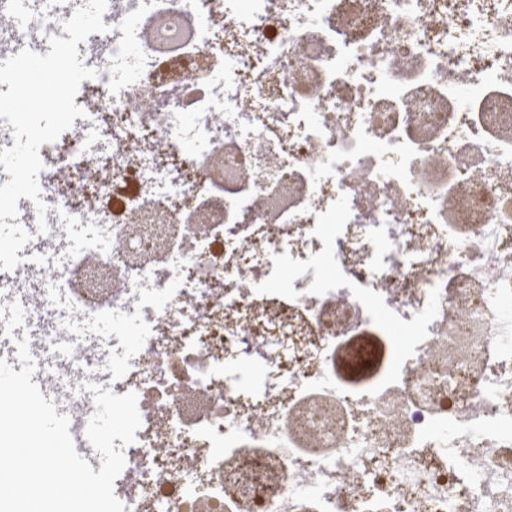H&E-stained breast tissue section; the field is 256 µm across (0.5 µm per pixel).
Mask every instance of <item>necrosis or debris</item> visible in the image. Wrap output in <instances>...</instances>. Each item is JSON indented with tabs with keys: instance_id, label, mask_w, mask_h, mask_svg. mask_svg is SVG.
Instances as JSON below:
<instances>
[{
	"instance_id": "1",
	"label": "necrosis or debris",
	"mask_w": 512,
	"mask_h": 512,
	"mask_svg": "<svg viewBox=\"0 0 512 512\" xmlns=\"http://www.w3.org/2000/svg\"><path fill=\"white\" fill-rule=\"evenodd\" d=\"M13 7L1 47L64 37L62 0ZM106 15L74 103L112 178L40 147L0 300L62 398L136 393L124 512H512V0Z\"/></svg>"
}]
</instances>
